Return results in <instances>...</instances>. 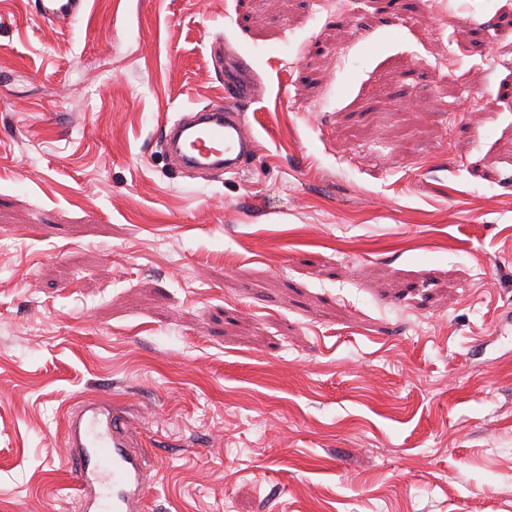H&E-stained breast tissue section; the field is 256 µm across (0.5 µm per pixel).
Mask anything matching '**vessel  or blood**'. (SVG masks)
I'll return each instance as SVG.
<instances>
[{"label": "vessel or blood", "mask_w": 512, "mask_h": 512, "mask_svg": "<svg viewBox=\"0 0 512 512\" xmlns=\"http://www.w3.org/2000/svg\"><path fill=\"white\" fill-rule=\"evenodd\" d=\"M40 21L68 27L85 14L87 0H32ZM245 64L224 80V101L191 111L165 124L161 138L175 169L241 173L257 149V141L241 101L253 95ZM67 473L88 512H143L151 477L125 414L109 400L89 398L65 418Z\"/></svg>", "instance_id": "1"}]
</instances>
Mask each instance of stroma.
Returning a JSON list of instances; mask_svg holds the SVG:
<instances>
[{
    "label": "stroma",
    "instance_id": "obj_1",
    "mask_svg": "<svg viewBox=\"0 0 512 512\" xmlns=\"http://www.w3.org/2000/svg\"><path fill=\"white\" fill-rule=\"evenodd\" d=\"M512 0H0V512H82L112 399L150 512H512ZM260 88L238 176L163 123ZM500 62L491 64L489 51ZM32 8L40 21L70 27L86 13L87 0H33ZM69 465L77 496L92 512H143L151 477L125 414L108 399L81 400L65 418Z\"/></svg>",
    "mask_w": 512,
    "mask_h": 512
}]
</instances>
